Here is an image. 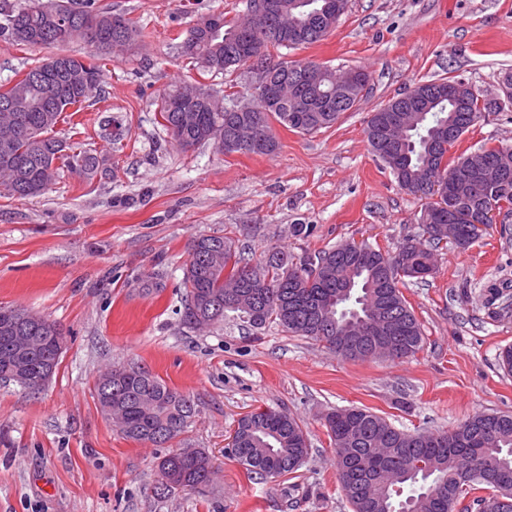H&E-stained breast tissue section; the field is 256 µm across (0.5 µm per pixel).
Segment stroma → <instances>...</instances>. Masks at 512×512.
Wrapping results in <instances>:
<instances>
[{"instance_id":"obj_1","label":"stroma","mask_w":512,"mask_h":512,"mask_svg":"<svg viewBox=\"0 0 512 512\" xmlns=\"http://www.w3.org/2000/svg\"><path fill=\"white\" fill-rule=\"evenodd\" d=\"M99 4L141 28L142 42L101 61L98 89L57 132L105 157L109 174L67 172L43 195L0 197V307L26 308L64 333L40 392L0 382V512H351L324 426L329 411L364 406L411 432L450 430L478 412L512 414V375L498 366L512 346V234L490 230L465 250L439 245L434 277L402 289L425 343L401 361L349 360L233 315L191 328L179 287L189 245L202 235L231 237L256 264L275 248L299 263L346 241L392 252L420 234L424 201L380 168L366 120L418 82L455 77L500 109L470 127L452 155L512 144V0H349L334 31L287 58L364 69L370 92L318 132L274 125L271 156L182 149L156 111L179 81L221 90L231 80L250 96L246 70L202 75L180 54L197 20L243 16L245 0ZM55 52L0 36V85ZM112 118L126 130L118 144L102 130ZM293 224L313 232L292 236ZM151 272L164 286L146 292L137 279ZM134 364L195 399L199 413L172 445L211 454L210 493L157 496L163 448L125 438L101 412L100 373ZM264 407L300 420L310 451L296 473L259 483L227 448L238 419Z\"/></svg>"}]
</instances>
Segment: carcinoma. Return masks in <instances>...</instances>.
Returning a JSON list of instances; mask_svg holds the SVG:
<instances>
[{"label": "carcinoma", "instance_id": "1", "mask_svg": "<svg viewBox=\"0 0 512 512\" xmlns=\"http://www.w3.org/2000/svg\"><path fill=\"white\" fill-rule=\"evenodd\" d=\"M297 18L304 38L292 46L312 45L322 37L311 32V19ZM94 31V50L112 56V41L121 39L134 50L140 30L129 19L96 7V0H29L18 8L11 0H0V35L29 47H64L74 41L89 42ZM261 31L249 29L239 19H226L220 28L211 17H203L186 31L180 49L198 69L230 75L243 57L259 50L292 47L270 42L257 48L251 40ZM318 72L314 83H302L293 75L279 84L292 97L303 96L319 104L317 112H296L287 99L270 112H244L239 123L250 125L258 117L261 145H243L235 153L272 155L279 143L272 122L299 133H314L336 123L340 114L352 110L355 101L336 106V68L314 62L300 63ZM99 67L62 50L31 66L23 78L0 90V194L25 199L44 193L60 173L68 171L91 178L105 171L104 159L67 143L57 136L64 112L80 106L98 87ZM215 89L207 84L175 83L158 97L157 112L162 126L183 148L212 143L224 151L225 112L213 99ZM405 112H376L367 121L365 136L381 169L413 194L432 176L448 172L466 161L467 155L441 163L436 134L441 129L464 134L485 113L496 112L495 102L471 98L461 109L448 95L430 106ZM403 127L394 152L384 155L375 141L381 127ZM484 161L502 170L492 186L482 184L476 171L451 186L448 199L427 200L421 215L431 219L423 225L425 239L408 238L398 248L407 270L399 276L389 270L383 252L363 244L346 242L325 249L301 265L286 251H275L252 266L225 236L196 238L189 248L180 287L185 291L181 312L185 324L204 328L224 320L226 312H238L255 329L276 324L288 333L324 344L346 359L373 357L380 344L391 349L383 357L399 360L423 346L421 323L399 287L404 278L424 280L436 272L430 245H439L453 229L457 247L466 249L481 237L466 213L478 198L512 202V146H480ZM14 321L0 318V370L20 341L35 351L28 361L34 381L25 388L38 391L54 374L59 360L51 355L48 337L60 336L57 324L20 307ZM114 377L110 367L99 376L96 393L101 411L108 404L121 405L116 426L127 438L163 446L187 432L198 408L195 400L139 366L124 368ZM330 443L336 449V470L352 512H455L466 490L490 488L496 497L510 502L507 510L490 507L488 512H512V414L476 413L450 431L407 433L385 418L360 407L338 408L325 416ZM176 448L162 456L157 477L167 480L164 494L183 489L205 493L214 466L203 448ZM231 454L245 467L248 477L260 483L296 472L309 454V442L300 421L286 411L267 408L242 417L235 429Z\"/></svg>", "mask_w": 512, "mask_h": 512}]
</instances>
